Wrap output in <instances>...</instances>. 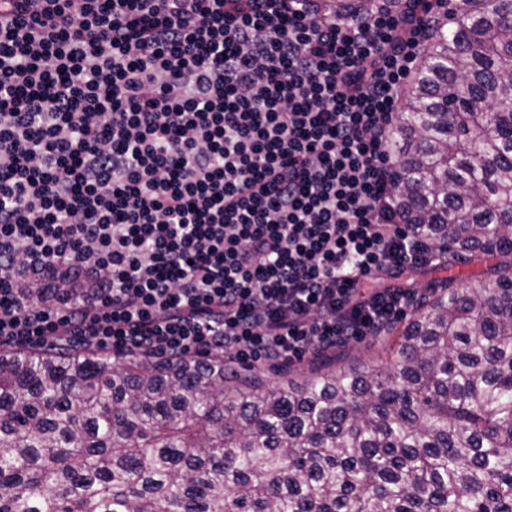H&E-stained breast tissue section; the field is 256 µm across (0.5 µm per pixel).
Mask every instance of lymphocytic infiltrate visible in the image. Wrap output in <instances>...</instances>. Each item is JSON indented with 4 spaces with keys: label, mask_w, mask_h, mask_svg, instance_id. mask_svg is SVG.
<instances>
[{
    "label": "lymphocytic infiltrate",
    "mask_w": 512,
    "mask_h": 512,
    "mask_svg": "<svg viewBox=\"0 0 512 512\" xmlns=\"http://www.w3.org/2000/svg\"><path fill=\"white\" fill-rule=\"evenodd\" d=\"M421 10L0 0V345L289 364L402 317L382 275L435 260L388 147ZM374 8V0H314L313 12L320 17L344 23L366 16Z\"/></svg>",
    "instance_id": "lymphocytic-infiltrate-1"
}]
</instances>
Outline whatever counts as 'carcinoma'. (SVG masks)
<instances>
[{"instance_id": "obj_1", "label": "carcinoma", "mask_w": 512, "mask_h": 512, "mask_svg": "<svg viewBox=\"0 0 512 512\" xmlns=\"http://www.w3.org/2000/svg\"><path fill=\"white\" fill-rule=\"evenodd\" d=\"M490 7L432 17L392 148L405 223L491 276L421 295L380 363L317 357L286 388L229 386L221 354L1 349L0 512H512V22Z\"/></svg>"}]
</instances>
